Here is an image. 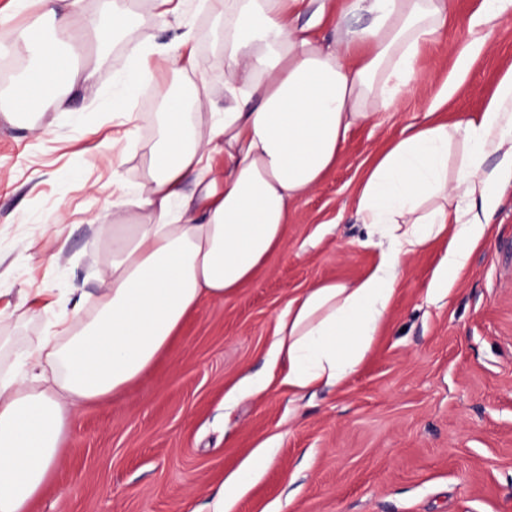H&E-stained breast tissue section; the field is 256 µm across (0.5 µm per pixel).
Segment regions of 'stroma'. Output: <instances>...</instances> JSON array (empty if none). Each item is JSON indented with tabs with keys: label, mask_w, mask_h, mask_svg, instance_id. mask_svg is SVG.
<instances>
[{
	"label": "stroma",
	"mask_w": 512,
	"mask_h": 512,
	"mask_svg": "<svg viewBox=\"0 0 512 512\" xmlns=\"http://www.w3.org/2000/svg\"><path fill=\"white\" fill-rule=\"evenodd\" d=\"M133 0L132 24L110 48L113 67L75 84L72 112L45 99L7 120L17 76L0 82V367L41 341L69 308V290L96 293L110 255L98 224L112 221L113 186L135 185L155 141L157 86L177 85L190 111H223L224 0ZM483 0H449L448 25L416 61L420 79L396 108L354 127L341 161L290 206L282 247L237 293L206 300L137 380L84 404L61 464L30 512H208L225 479L264 441L275 455L232 512H512V157L490 155V227L448 292L429 283L448 245L409 256L393 307L358 370L337 389L295 396L279 382L233 406L224 394L264 371L275 321L322 280L351 282L379 261L358 219V184L372 158L427 116L471 42ZM187 43H180L182 33ZM483 49L439 112L475 118L512 71V16L486 30ZM149 47L152 76L118 90L117 72ZM178 48L176 69L160 51ZM124 110H109L114 93Z\"/></svg>",
	"instance_id": "1"
}]
</instances>
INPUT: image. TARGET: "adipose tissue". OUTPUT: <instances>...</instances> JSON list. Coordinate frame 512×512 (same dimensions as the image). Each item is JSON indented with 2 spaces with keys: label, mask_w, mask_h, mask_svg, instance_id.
Returning a JSON list of instances; mask_svg holds the SVG:
<instances>
[{
  "label": "adipose tissue",
  "mask_w": 512,
  "mask_h": 512,
  "mask_svg": "<svg viewBox=\"0 0 512 512\" xmlns=\"http://www.w3.org/2000/svg\"><path fill=\"white\" fill-rule=\"evenodd\" d=\"M98 14L80 0H39L53 25L21 31L14 45L27 66L14 101L27 115L53 93L70 108L75 29L91 33L109 63L108 46L128 23L126 0H100ZM224 0V55L233 102L221 121L190 122L184 101L164 94L158 136L142 183L119 186L137 211L113 216L97 231L111 247L93 315L86 293L49 326V340L0 370V512H29L60 461L69 419L80 404L105 399L139 378L203 300L235 294L283 244L290 204L308 194L340 159L349 130L394 106L417 80L421 47L448 17L447 0ZM306 24H299L301 14ZM336 18L332 41L315 35ZM512 15V0H484L471 16L474 34L437 95L449 100L467 75L482 29ZM366 18L362 27L350 20ZM512 149V72L477 118L431 121L379 153L359 188L358 214L380 249L364 278L310 286L277 317L268 356L286 359L295 392L340 387L365 358L390 311L405 259L448 236L429 290L438 295L465 269L488 225L469 209L484 201L486 159ZM224 154L206 175L202 161ZM200 185L185 195L186 182ZM469 208L455 206V197ZM271 456L260 444L224 482L212 512H229Z\"/></svg>",
  "instance_id": "1"
}]
</instances>
